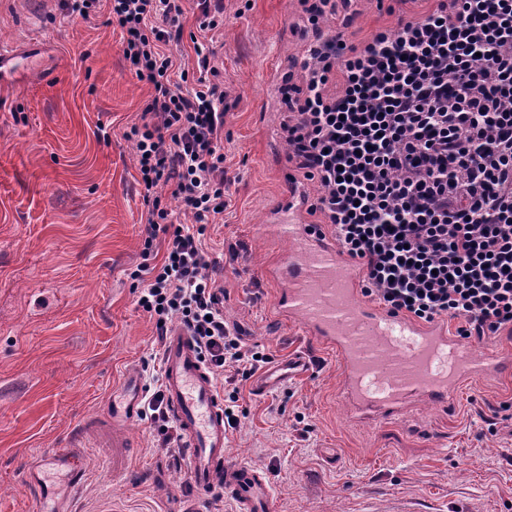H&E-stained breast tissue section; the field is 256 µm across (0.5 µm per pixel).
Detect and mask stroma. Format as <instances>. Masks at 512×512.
Segmentation results:
<instances>
[{
	"label": "stroma",
	"mask_w": 512,
	"mask_h": 512,
	"mask_svg": "<svg viewBox=\"0 0 512 512\" xmlns=\"http://www.w3.org/2000/svg\"><path fill=\"white\" fill-rule=\"evenodd\" d=\"M425 0H353L347 33L395 31ZM105 15L69 21L59 0H0V49L18 70L0 83V512H54L26 478L63 451L84 462L79 487L48 469L67 512H234L196 502L188 465L159 448L149 421L112 445V397L161 350L138 308L130 273L142 261L143 190L124 137L148 86L126 66ZM298 0H224V220L205 248L224 286V318L273 359L312 352L307 374L259 394L239 382L247 416L228 458L268 471L278 512H512V424L489 432L512 378L465 387L452 411L421 408L407 421L351 422L337 400L336 356L275 307L267 267L287 242L265 236L288 180L276 87L306 41ZM243 242L238 260L229 244ZM311 427L301 433L296 415ZM336 451L327 460L324 449Z\"/></svg>",
	"instance_id": "35a3bbf8"
}]
</instances>
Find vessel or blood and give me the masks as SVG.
<instances>
[{"label": "vessel or blood", "mask_w": 512, "mask_h": 512, "mask_svg": "<svg viewBox=\"0 0 512 512\" xmlns=\"http://www.w3.org/2000/svg\"><path fill=\"white\" fill-rule=\"evenodd\" d=\"M300 194L285 183L279 212L269 232L285 237L294 253L278 265L284 287L277 306L305 333L336 351L340 396L350 412L373 423L407 418L418 403L454 409L462 383L492 382L512 376V358L493 346L476 347L449 335L440 323L421 324L360 303L358 273L330 236L309 233L298 220ZM311 367L308 353L275 363L257 392L296 380ZM162 382L170 416L180 428L190 462L194 495L220 491L235 512H275L271 479L265 471L229 459L224 403L192 338L171 329L162 351ZM122 407L112 410V445H127L124 430L142 394L138 378H127Z\"/></svg>", "instance_id": "1"}]
</instances>
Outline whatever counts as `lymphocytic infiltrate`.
<instances>
[{"instance_id": "f902f5d3", "label": "lymphocytic infiltrate", "mask_w": 512, "mask_h": 512, "mask_svg": "<svg viewBox=\"0 0 512 512\" xmlns=\"http://www.w3.org/2000/svg\"><path fill=\"white\" fill-rule=\"evenodd\" d=\"M311 41L278 83L294 174L318 183L311 232L331 234L361 272L364 297L392 315L448 321L466 339L512 325V0H433L428 11L353 42L326 30L336 0H299ZM70 20L107 11L150 95L125 137L136 147L145 235L137 304L166 335L178 322L216 383L271 357L224 318V289L202 238L225 207L224 76L214 37L223 0H65ZM196 16V70L171 48ZM192 87H184V80ZM176 200L193 224L171 219ZM142 418L181 445L158 371Z\"/></svg>"}]
</instances>
